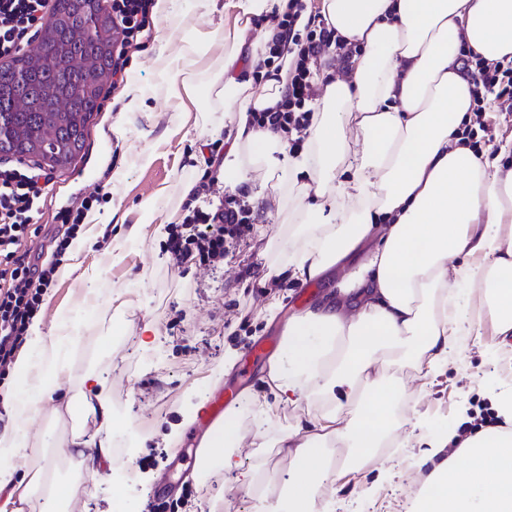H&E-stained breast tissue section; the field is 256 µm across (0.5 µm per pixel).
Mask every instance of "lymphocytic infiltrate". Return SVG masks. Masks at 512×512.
I'll return each instance as SVG.
<instances>
[{
	"label": "lymphocytic infiltrate",
	"instance_id": "f902f5d3",
	"mask_svg": "<svg viewBox=\"0 0 512 512\" xmlns=\"http://www.w3.org/2000/svg\"><path fill=\"white\" fill-rule=\"evenodd\" d=\"M293 10L276 23L275 42L291 41L299 48V61L288 85L283 110L254 112L251 123L288 134L290 151H298L312 116L315 97L312 66L325 56L335 40L323 25L310 24L304 30L294 28L296 10L304 9L305 0H291ZM154 0H110L112 23L121 35L120 47L112 65L113 80L124 77L127 49L142 45L152 32ZM49 0H0V58L19 51L32 32L46 21ZM465 68L474 77L475 107L469 120L457 131L461 144L480 153L486 130L484 102L494 94L505 111L512 112V61L487 62L465 53ZM48 174L37 165L24 169L0 168V381L8 376L18 348L40 311L44 296L54 282L56 264L23 250L27 238L38 235L31 212L45 192ZM254 213L243 194H225L215 210L193 208L185 223L170 227L163 250L177 264L194 263L211 269L228 258L233 244L253 229Z\"/></svg>",
	"mask_w": 512,
	"mask_h": 512
}]
</instances>
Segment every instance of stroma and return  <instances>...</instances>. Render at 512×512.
Listing matches in <instances>:
<instances>
[{
  "label": "stroma",
  "mask_w": 512,
  "mask_h": 512,
  "mask_svg": "<svg viewBox=\"0 0 512 512\" xmlns=\"http://www.w3.org/2000/svg\"><path fill=\"white\" fill-rule=\"evenodd\" d=\"M218 2L219 10L209 13L197 0H173L171 18L156 19L144 47H129L125 80L140 89L143 111L132 115L124 137L116 138L112 122L121 116L124 101L120 87L105 86L83 151L69 166L51 169L47 194L34 206L33 222L41 231L28 246L47 261L54 251L50 237L60 227L57 213L77 209L91 192L100 194L91 208L99 224L80 230L94 240L83 264L98 268L100 278L93 284L77 273L57 278L47 290L40 319L48 327L65 314L67 331H79L83 340L71 387H78L86 370H95L118 414L114 432L131 427L139 433L129 461L136 480L123 488L110 467L93 473L52 454L45 458L49 478L67 490L66 512H114L119 490L131 499L133 512H144L148 488L167 481L177 512H211L219 498L224 512H269V501L239 487L234 474L221 469L171 474L165 464L184 460L196 437L190 421L213 390L238 387L247 370L251 387L261 390V365L250 358L247 344L279 339L284 320L335 297L341 279L336 272L316 280L314 294L301 306L294 283L242 287L238 274L243 267H250L255 278L262 273L260 256L275 244L269 230L251 232L234 258L217 270L184 269L162 251L167 225L141 208L154 195L162 208L184 206L178 184L200 173L196 158L210 138L195 118L211 106L208 68L223 52L217 32L233 26L237 17L227 0ZM185 62L197 72L193 99L179 91L177 68ZM113 293L128 294L131 306L109 308ZM272 302L277 313L270 319L263 309ZM118 328L126 336L119 352L112 348ZM462 344L463 351L451 353L429 378H420L410 365L390 368L401 384L397 415L417 422L416 436L392 454L353 463L344 486L325 478L318 512H412L415 494L430 485L435 467L445 459L434 452L433 442L447 430L474 425L481 414L495 410L500 390L512 388V377L501 368L502 360L512 357V344H501L488 315H481ZM238 458L243 468L259 467L280 494H287L291 472L275 449H266L259 459L245 447Z\"/></svg>",
  "instance_id": "stroma-1"
}]
</instances>
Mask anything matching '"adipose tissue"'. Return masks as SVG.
I'll list each match as a JSON object with an SVG mask.
<instances>
[{
	"instance_id": "obj_1",
	"label": "adipose tissue",
	"mask_w": 512,
	"mask_h": 512,
	"mask_svg": "<svg viewBox=\"0 0 512 512\" xmlns=\"http://www.w3.org/2000/svg\"><path fill=\"white\" fill-rule=\"evenodd\" d=\"M288 3L234 0L240 23L224 31V54L209 78L224 112H203L196 123L230 140L235 162L223 168L225 190H246L262 223L277 227L260 286L284 274L314 280L364 253L347 267L335 303L288 318L267 392L241 395L255 439L270 440L291 465L288 512H314L320 476L348 472L346 464L329 465L332 448L363 460L392 436L398 388L387 367L441 365L467 335L474 316L457 289L477 293L497 335H512V168L504 165L512 139L477 155L456 135L474 107L460 51L512 59V0H320L325 26L340 39L330 52L349 53V68L343 77L321 69V95L303 148L292 155L283 133L250 125L248 115L285 101L296 46L282 43L280 69L261 89L240 78L243 63L257 65L266 51L249 38L251 19L283 15ZM277 151L283 160L274 159ZM478 252L486 259L476 264ZM63 329L33 321L15 362L26 395L0 391L9 404L0 426V492L7 494L0 512H26L41 489L40 473L17 476L16 457L50 448L87 469L111 460L110 442L98 433L37 437L29 429L40 399L68 380L75 341ZM97 384L86 372L66 405L107 430L112 408ZM301 403L305 418L274 429L286 407ZM350 406L359 414L347 416ZM244 440L228 419L202 444L250 489L258 472L241 468L234 454ZM461 444L463 464L434 474L432 492L416 496L417 512H512V431L479 429Z\"/></svg>"
}]
</instances>
